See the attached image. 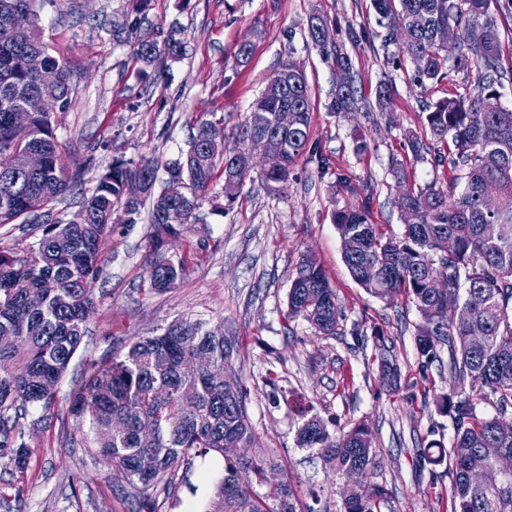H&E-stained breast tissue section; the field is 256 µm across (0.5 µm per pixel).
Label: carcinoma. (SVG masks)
<instances>
[{
  "instance_id": "obj_1",
  "label": "carcinoma",
  "mask_w": 512,
  "mask_h": 512,
  "mask_svg": "<svg viewBox=\"0 0 512 512\" xmlns=\"http://www.w3.org/2000/svg\"><path fill=\"white\" fill-rule=\"evenodd\" d=\"M37 0H0V224L21 216L38 218L70 188L72 176L57 152L52 112L37 114L30 126L16 127L11 113L34 97L49 98L60 111L72 104V74L51 54L38 26ZM388 19L387 40L402 42L419 79L437 81L448 60V33L455 34L453 66L480 73L472 95L448 97L429 106L426 127L438 140L451 137L454 150L435 157L450 164L455 183L427 184L395 200L403 230L387 233L370 219L371 201L334 210L333 224L345 244L344 262L353 279L379 298L405 296L421 315L416 345L425 365L437 361L438 346L448 345V391L436 396L439 413L454 430L448 448L453 512H512V476L498 462L512 457V107L500 102V89L512 84V65L502 63L498 28L487 16L488 0H374ZM135 36L133 52L147 66L186 54L173 34L142 32L137 20L125 23ZM482 31L480 43L469 39ZM327 19L313 16L308 37L328 52L323 34ZM288 83L270 88L241 126L239 140L256 132L272 137V156L262 173L268 184L285 186L294 160L309 145L310 96L303 70L283 64ZM288 108L297 124L272 129L276 112ZM333 112L359 109L352 80L336 88ZM208 123L198 129L186 156L168 164V177L184 184L182 195L171 183L155 192L158 166L115 159L83 196L76 224L44 223L40 238L22 254L0 248V334L20 338L0 348V468L24 471L34 454L21 419L28 408H50L55 389L86 335L95 299L91 284L102 274L101 247L116 224H134L143 198L152 199L150 288L162 292L186 273V261L164 250L165 243L191 223L199 200L217 168L224 174V198L233 202L251 168L245 151L224 154V142L207 138ZM28 148L46 156L40 172L21 163ZM143 184V195H127L130 182ZM453 247H448V243ZM301 318L319 335H336L342 310L321 266L301 256L288 292L287 321ZM379 383L396 390L400 372L377 344ZM236 340L219 326L179 317L151 336L133 340L126 351L95 367L70 405L78 429L93 450L121 469L132 488V512H154L160 489L190 452L224 453L234 445L251 448L254 432L248 391L234 370ZM199 356L205 365L193 374L184 359ZM494 408L483 414L479 406ZM297 429L300 448H316L347 473H366L377 464L372 429L362 420L341 435L330 421L305 408ZM479 456L484 469L474 475L469 460ZM274 468L268 456L224 462V475L213 482L204 512H300V496L288 480L270 485L268 506L252 493V482ZM388 495L381 485L361 482L346 493L345 512H374Z\"/></svg>"
}]
</instances>
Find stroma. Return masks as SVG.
Returning a JSON list of instances; mask_svg holds the SVG:
<instances>
[{"mask_svg":"<svg viewBox=\"0 0 512 512\" xmlns=\"http://www.w3.org/2000/svg\"><path fill=\"white\" fill-rule=\"evenodd\" d=\"M39 26L54 55L72 67L73 105L52 121L63 163L79 172L80 191L53 206L67 221L79 210L81 191L115 158L159 165L184 156L201 122L224 129L227 153L241 150L237 129L266 85L287 61L300 65L310 94V139L328 162L319 172L308 155L298 157L287 186L269 185L252 171L233 204L215 177L195 223L170 239L171 254L187 257L183 279L156 293L147 283L149 206L136 223L118 225L102 245L104 271L93 283L96 305L87 334L57 389L51 410L30 409L26 439L34 454L24 472H0V512H128L121 471L84 448L68 413L92 363L109 359L137 336L185 316L221 326L236 337L235 370L249 392L255 441L250 455L273 452L276 469L254 486L289 479L303 493L304 512H344L345 474L324 457L297 447L299 409L313 406L335 431L369 422L378 463L366 480L387 488L378 512H452L447 463L425 456L422 445L449 444L447 416L433 395L448 388V351L421 368L415 333L421 316L403 300L380 299L350 276L331 221L334 209L371 199V219L400 232L394 205L401 192L428 183L448 185L449 166L432 157L445 146L429 140L430 157L414 158L410 135H424L425 107L465 96L477 69L448 70L438 82L418 81L408 56L387 42L386 22L372 0H39ZM331 23L336 55H323L308 37L310 17ZM144 17L148 29L180 30L186 56L149 74L114 26ZM250 43L252 55L237 64L235 53ZM349 59L361 109L329 112L339 77L337 56ZM390 103L379 109V91ZM366 140V151L356 149ZM405 179H396L394 167ZM322 266L342 307L332 336L315 335L304 320L285 321L287 296L302 252ZM382 329L401 370L397 392L377 382L374 329ZM275 383H268V376ZM224 470L223 458L190 456L171 478V492L158 512H195L206 495L207 475Z\"/></svg>","mask_w":512,"mask_h":512,"instance_id":"stroma-1","label":"stroma"}]
</instances>
